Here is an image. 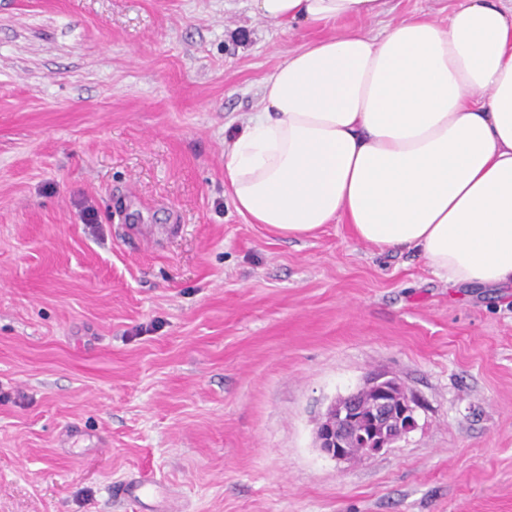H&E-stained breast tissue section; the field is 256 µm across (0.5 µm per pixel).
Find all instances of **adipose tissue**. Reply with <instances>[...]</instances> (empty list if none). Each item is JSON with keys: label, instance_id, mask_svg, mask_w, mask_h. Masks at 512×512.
<instances>
[{"label": "adipose tissue", "instance_id": "adipose-tissue-1", "mask_svg": "<svg viewBox=\"0 0 512 512\" xmlns=\"http://www.w3.org/2000/svg\"><path fill=\"white\" fill-rule=\"evenodd\" d=\"M319 27L378 18L387 0H252ZM248 223L284 238L350 224L418 253L454 286L512 284V0H457L447 21L402 17L374 38L307 41L263 80L224 143Z\"/></svg>", "mask_w": 512, "mask_h": 512}]
</instances>
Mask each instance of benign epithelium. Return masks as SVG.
Returning a JSON list of instances; mask_svg holds the SVG:
<instances>
[{"label":"benign epithelium","instance_id":"7a95c632","mask_svg":"<svg viewBox=\"0 0 512 512\" xmlns=\"http://www.w3.org/2000/svg\"><path fill=\"white\" fill-rule=\"evenodd\" d=\"M419 409L418 401L397 380L371 376L323 414L316 429L318 448L335 460H367L414 430Z\"/></svg>","mask_w":512,"mask_h":512}]
</instances>
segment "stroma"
<instances>
[{"label": "stroma", "instance_id": "stroma-1", "mask_svg": "<svg viewBox=\"0 0 512 512\" xmlns=\"http://www.w3.org/2000/svg\"><path fill=\"white\" fill-rule=\"evenodd\" d=\"M320 35L251 0H0V512H512V285L345 224L283 239L224 193L225 136ZM376 373L417 428L323 454Z\"/></svg>", "mask_w": 512, "mask_h": 512}]
</instances>
